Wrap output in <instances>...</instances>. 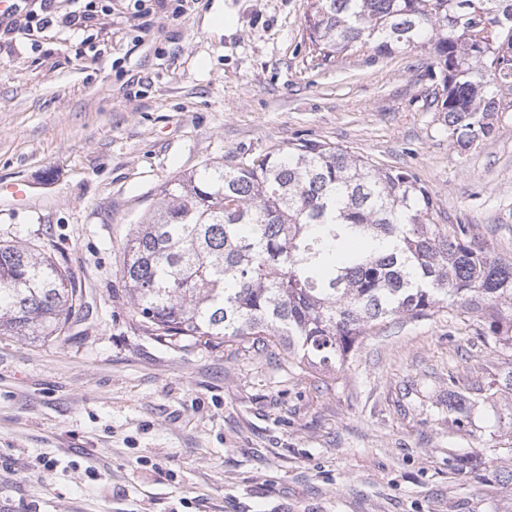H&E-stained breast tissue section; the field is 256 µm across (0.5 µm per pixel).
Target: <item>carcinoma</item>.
Returning a JSON list of instances; mask_svg holds the SVG:
<instances>
[{"label":"carcinoma","instance_id":"carcinoma-1","mask_svg":"<svg viewBox=\"0 0 512 512\" xmlns=\"http://www.w3.org/2000/svg\"><path fill=\"white\" fill-rule=\"evenodd\" d=\"M310 50L388 56L429 45L436 111L462 154L512 112V0H310ZM428 188L348 148L299 140L171 180L131 230L121 274L139 330L177 345L264 344L343 368L374 326L480 314L512 347V260L435 222ZM81 291L52 258L0 244V335L60 337Z\"/></svg>","mask_w":512,"mask_h":512}]
</instances>
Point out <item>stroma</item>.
I'll return each mask as SVG.
<instances>
[{"label":"stroma","mask_w":512,"mask_h":512,"mask_svg":"<svg viewBox=\"0 0 512 512\" xmlns=\"http://www.w3.org/2000/svg\"><path fill=\"white\" fill-rule=\"evenodd\" d=\"M308 4L110 0L87 31L0 44V183L28 186L0 201V243L83 293L64 340L0 335V512H512V489L448 467L512 465V349L482 343L477 313L379 325L319 373L135 324L124 246L162 188L300 139L410 172L437 223L512 257V114L457 153L424 106L428 53L312 56Z\"/></svg>","instance_id":"35a3bbf8"}]
</instances>
